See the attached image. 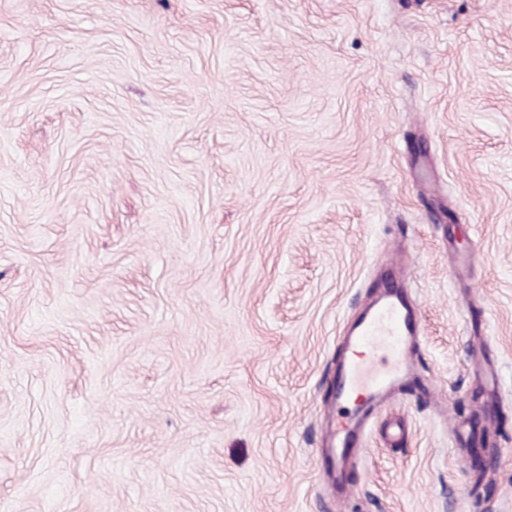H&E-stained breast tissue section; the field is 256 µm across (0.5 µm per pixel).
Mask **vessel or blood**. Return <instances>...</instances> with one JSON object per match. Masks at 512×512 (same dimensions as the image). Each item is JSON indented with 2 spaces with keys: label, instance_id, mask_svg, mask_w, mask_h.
Segmentation results:
<instances>
[{
  "label": "vessel or blood",
  "instance_id": "vessel-or-blood-1",
  "mask_svg": "<svg viewBox=\"0 0 512 512\" xmlns=\"http://www.w3.org/2000/svg\"><path fill=\"white\" fill-rule=\"evenodd\" d=\"M420 333L418 312L397 287H386L371 309L343 333L336 362V402L324 459L330 469L353 463L375 407L413 367L409 343Z\"/></svg>",
  "mask_w": 512,
  "mask_h": 512
}]
</instances>
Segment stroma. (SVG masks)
Wrapping results in <instances>:
<instances>
[{
  "mask_svg": "<svg viewBox=\"0 0 512 512\" xmlns=\"http://www.w3.org/2000/svg\"><path fill=\"white\" fill-rule=\"evenodd\" d=\"M0 512H512V0H0ZM420 333L418 312L396 286L343 332L342 355L336 361V415L323 459L338 472L362 452L361 436L375 407L413 367L408 343Z\"/></svg>",
  "mask_w": 512,
  "mask_h": 512,
  "instance_id": "1",
  "label": "stroma"
}]
</instances>
